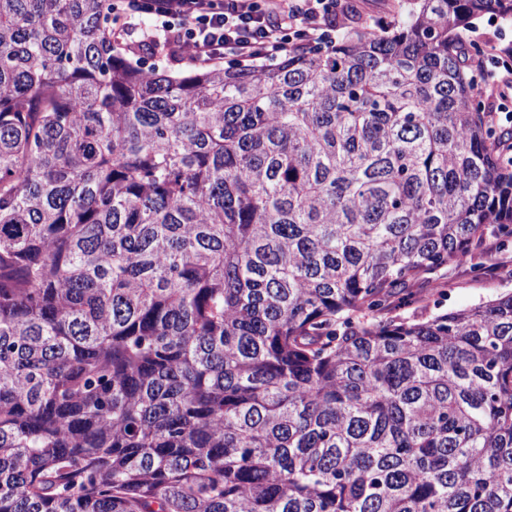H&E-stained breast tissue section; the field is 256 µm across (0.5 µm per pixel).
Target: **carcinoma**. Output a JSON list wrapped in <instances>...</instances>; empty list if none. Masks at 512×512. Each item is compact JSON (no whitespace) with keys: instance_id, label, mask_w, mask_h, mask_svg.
I'll use <instances>...</instances> for the list:
<instances>
[{"instance_id":"carcinoma-1","label":"carcinoma","mask_w":512,"mask_h":512,"mask_svg":"<svg viewBox=\"0 0 512 512\" xmlns=\"http://www.w3.org/2000/svg\"><path fill=\"white\" fill-rule=\"evenodd\" d=\"M490 12L161 77L0 0V512H512V293L394 314L512 237ZM461 40L467 47L474 45L478 50L484 49L473 70L472 91L473 95L479 98L476 101L482 104L485 111L497 106H500L499 110L512 111V97L510 99L509 96L507 100H501L495 92L485 96L488 89L498 83V69L504 67L507 71H510L507 59L512 57V22L505 21L492 14L482 15L480 18L473 20V23L465 30H462ZM489 40L504 44L511 43L502 47L499 44L490 43L485 48L486 41ZM493 109L489 112H491V117L495 118L494 113L497 111Z\"/></svg>"}]
</instances>
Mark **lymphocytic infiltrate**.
Wrapping results in <instances>:
<instances>
[{
  "label": "lymphocytic infiltrate",
  "instance_id": "f902f5d3",
  "mask_svg": "<svg viewBox=\"0 0 512 512\" xmlns=\"http://www.w3.org/2000/svg\"><path fill=\"white\" fill-rule=\"evenodd\" d=\"M341 0H112L116 35L146 29L172 54L188 53L205 68L229 62L271 64L304 42L334 40ZM512 61V45L490 44L472 77L475 97L497 82Z\"/></svg>",
  "mask_w": 512,
  "mask_h": 512
}]
</instances>
